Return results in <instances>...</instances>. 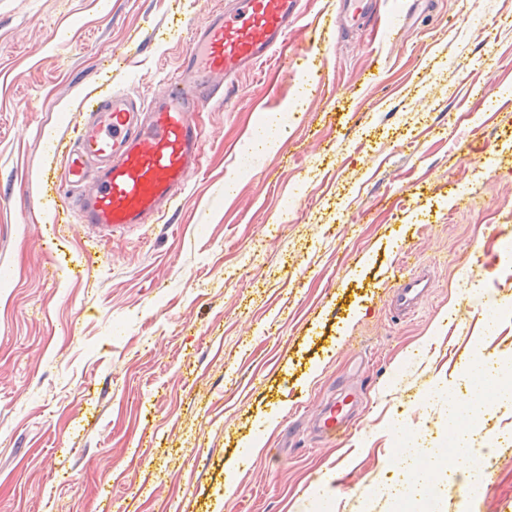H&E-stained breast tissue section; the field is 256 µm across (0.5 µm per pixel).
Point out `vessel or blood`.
<instances>
[{
  "label": "vessel or blood",
  "mask_w": 512,
  "mask_h": 512,
  "mask_svg": "<svg viewBox=\"0 0 512 512\" xmlns=\"http://www.w3.org/2000/svg\"><path fill=\"white\" fill-rule=\"evenodd\" d=\"M410 11L408 0H394L386 37H401ZM300 13L301 0H226L193 31L174 76L148 99L119 92L90 98L75 139L58 149L57 213L100 240L163 221L202 166L201 109L238 96V78L274 57ZM431 288L420 274L396 278L397 316L414 314ZM359 401L351 385L328 399L312 423L318 437L344 438Z\"/></svg>",
  "instance_id": "vessel-or-blood-1"
}]
</instances>
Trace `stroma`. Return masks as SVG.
Segmentation results:
<instances>
[{
  "label": "stroma",
  "mask_w": 512,
  "mask_h": 512,
  "mask_svg": "<svg viewBox=\"0 0 512 512\" xmlns=\"http://www.w3.org/2000/svg\"><path fill=\"white\" fill-rule=\"evenodd\" d=\"M432 2L398 40L375 19L316 55L339 2L305 0L243 98L204 108L172 221L98 244L52 221L59 113L149 97L222 0H0V512H415L376 492L395 427L447 446L433 390L483 308L512 356V0ZM283 107L288 137L240 173ZM415 269L435 288L400 320ZM346 379L366 392L336 446L307 419ZM466 431L494 478L439 465L438 512H512V405ZM432 283L425 275L401 274L391 289L392 305L398 317L413 315L430 294Z\"/></svg>",
  "instance_id": "35a3bbf8"
}]
</instances>
